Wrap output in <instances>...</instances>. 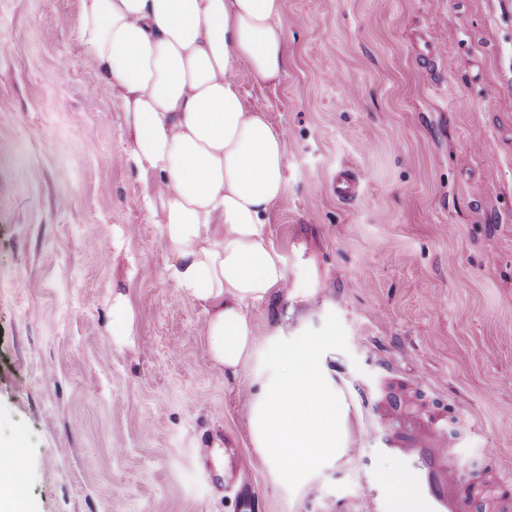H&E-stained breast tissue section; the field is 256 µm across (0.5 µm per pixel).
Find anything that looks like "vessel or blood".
<instances>
[{
  "label": "vessel or blood",
  "instance_id": "b4317fda",
  "mask_svg": "<svg viewBox=\"0 0 512 512\" xmlns=\"http://www.w3.org/2000/svg\"><path fill=\"white\" fill-rule=\"evenodd\" d=\"M333 190L349 201L360 191L359 176L337 171ZM374 421L370 432L374 456L362 462L367 512H512V477L499 469L465 462L452 449L448 410L425 388L407 392V381L395 366H384L379 390L365 399ZM393 460L392 471L379 473L377 462Z\"/></svg>",
  "mask_w": 512,
  "mask_h": 512
}]
</instances>
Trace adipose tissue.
Here are the masks:
<instances>
[{"label":"adipose tissue","instance_id":"adipose-tissue-1","mask_svg":"<svg viewBox=\"0 0 512 512\" xmlns=\"http://www.w3.org/2000/svg\"><path fill=\"white\" fill-rule=\"evenodd\" d=\"M285 0H78V34L121 102L143 206L179 295L205 313L212 367L255 347L248 307L287 292L268 230L285 191L284 135L236 79L276 86L288 65ZM21 440L0 442V512H28Z\"/></svg>","mask_w":512,"mask_h":512}]
</instances>
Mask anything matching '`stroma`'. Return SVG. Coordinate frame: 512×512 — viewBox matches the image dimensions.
Here are the masks:
<instances>
[{"mask_svg": "<svg viewBox=\"0 0 512 512\" xmlns=\"http://www.w3.org/2000/svg\"><path fill=\"white\" fill-rule=\"evenodd\" d=\"M78 0H0V435L24 437L30 512H255L362 501L360 391L399 362L463 417L458 450L512 474V0H286L288 69L242 93L284 132L267 226L288 292L249 309L255 352L214 369L169 279L118 99L78 41ZM429 30L437 65L411 35ZM362 178L338 200L336 170ZM133 308L112 333V297ZM336 314L323 355L356 427L297 488L255 448L245 395L276 340ZM209 461L212 481L200 474Z\"/></svg>", "mask_w": 512, "mask_h": 512, "instance_id": "obj_1", "label": "stroma"}]
</instances>
